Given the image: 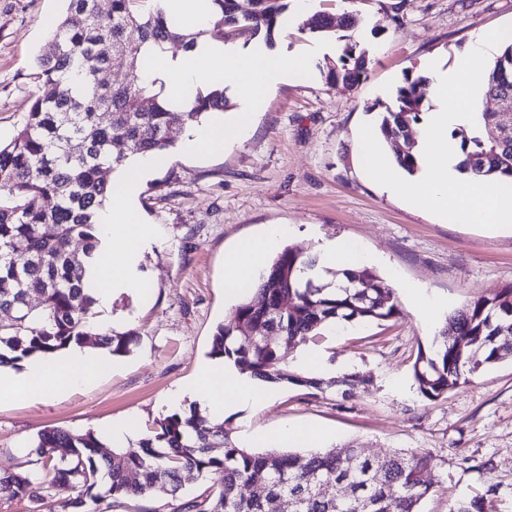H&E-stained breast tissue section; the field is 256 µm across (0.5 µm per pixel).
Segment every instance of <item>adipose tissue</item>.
<instances>
[{
	"mask_svg": "<svg viewBox=\"0 0 512 512\" xmlns=\"http://www.w3.org/2000/svg\"><path fill=\"white\" fill-rule=\"evenodd\" d=\"M302 66V61H290L260 47L237 54L226 50L222 41L203 40L186 57L151 59L145 75L169 82L173 90L170 104L174 107L181 103V88L232 82L243 103L236 124L196 126L184 142L185 148L191 151L220 150L226 142L245 136L251 116L261 106L267 88L280 82L285 73ZM152 163L153 157L149 154L131 159L127 171L113 181L111 203L99 215L101 234L112 242L111 253L102 257L97 267L100 285L95 295L100 305H109L120 290L148 285L136 271V255L138 247L149 243L150 236L138 229L132 202L143 173ZM283 233V227H273L263 238L245 244L228 257L225 286L229 292L245 295L246 284L257 282L264 255L276 247ZM107 359V349L75 347L50 362L33 360L20 372L1 366L0 400L36 393L53 394L80 386ZM190 392L203 400L209 417L216 421L223 420L225 414L265 401L259 381L231 363L205 368Z\"/></svg>",
	"mask_w": 512,
	"mask_h": 512,
	"instance_id": "ef3b65f1",
	"label": "adipose tissue"
}]
</instances>
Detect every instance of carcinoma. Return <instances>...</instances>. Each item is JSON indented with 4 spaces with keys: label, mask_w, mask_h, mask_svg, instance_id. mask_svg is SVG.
<instances>
[{
    "label": "carcinoma",
    "mask_w": 512,
    "mask_h": 512,
    "mask_svg": "<svg viewBox=\"0 0 512 512\" xmlns=\"http://www.w3.org/2000/svg\"><path fill=\"white\" fill-rule=\"evenodd\" d=\"M146 0H110L103 12L97 0H68L67 16L52 30L48 50L39 56L40 94L12 139L0 143V366L18 365L35 354L53 356L95 337L114 356L130 352L132 338L96 328L87 312L96 305L91 269L101 247L97 216L112 194L109 175L134 154L164 156L172 142L171 121L198 124L231 107L224 90L197 89L179 112L166 108L164 83L142 75L150 49L171 44L190 53L206 30L184 32L169 24L163 10ZM220 16L216 34L225 40L263 37L273 44L286 20L289 0H211ZM353 16L315 15L306 30L314 37L344 39ZM368 65L366 50L347 42L328 79L358 85ZM120 70L118 85L100 83L102 71ZM485 94L512 90V43L500 49L483 71ZM429 78L405 75L391 103L384 106L379 131L403 140L397 163L409 174L418 168L413 128L430 109ZM493 112L475 113L462 138L458 170L477 179L512 183V136L493 139ZM57 200L46 209L44 201ZM24 256L18 263L17 256ZM312 254L284 247L266 265L255 296L244 297L230 319L213 333L209 356L234 363L254 378L308 391L329 386L350 390L368 379L358 372L317 379L282 364L281 351L313 341L338 323L389 321L399 315L394 292L367 265L333 273L345 284L301 280L316 265ZM512 357V285L480 296L448 314L431 354L418 352L413 376L420 394L438 399L483 368ZM92 431L48 429L31 446L26 471H0V492L44 506V485L76 492L54 501L50 512H85L87 502L144 498L158 485L180 492L181 473L194 470L212 481L183 504L184 512H270L286 499L293 512H420L432 492L424 474L434 463L429 452L394 450L385 455L362 448L303 453L271 449L255 452L239 445L224 424L207 425L193 409L155 422L137 443L102 455ZM63 448L65 453L57 455ZM223 449L213 454V449ZM261 483L259 494L245 489ZM448 512H486L484 498H461Z\"/></svg>",
    "instance_id": "1"
}]
</instances>
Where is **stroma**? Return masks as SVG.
I'll use <instances>...</instances> for the list:
<instances>
[{
    "label": "stroma",
    "mask_w": 512,
    "mask_h": 512,
    "mask_svg": "<svg viewBox=\"0 0 512 512\" xmlns=\"http://www.w3.org/2000/svg\"><path fill=\"white\" fill-rule=\"evenodd\" d=\"M351 13L354 41L369 53L358 87L327 78L342 41L298 30L317 12ZM64 0H0V141L24 122L39 92L37 57L48 46ZM512 24V0H291L274 48L305 66L266 93L248 135L217 154L180 148L185 127L173 121L174 147L143 181L136 206L152 237L141 251L146 293L118 294L94 320L131 336L130 351L111 357L66 393L0 402V469L26 467L28 448L48 427L100 432L115 419L145 433L156 420L196 401L170 397L209 362L211 336L236 305L224 293L225 255L268 225L286 224L288 246L314 251L344 239L375 255L374 267L396 288L397 319L327 329L317 347L329 364L349 363L369 376L352 396L339 389L310 395L269 386L260 409L226 415L233 433L262 434L283 423L326 431L336 448L372 454L429 449L433 493L422 512H448L460 496H485L487 512H512V360L481 370L436 400L421 396L412 365L430 348L429 325L398 287L412 283L457 309L512 284V232L444 224L412 210L372 181L361 163L359 128L374 123L373 103L394 97L408 70L429 58L451 67L481 33ZM209 484L182 475L171 495L158 487L143 499L107 500L103 512H179ZM495 494H488L489 486Z\"/></svg>",
    "instance_id": "35a3bbf8"
}]
</instances>
